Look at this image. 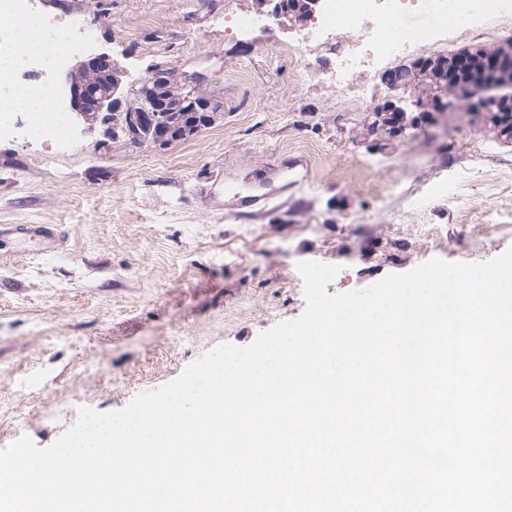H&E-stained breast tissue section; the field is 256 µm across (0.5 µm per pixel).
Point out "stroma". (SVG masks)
Listing matches in <instances>:
<instances>
[{
  "instance_id": "35a3bbf8",
  "label": "stroma",
  "mask_w": 512,
  "mask_h": 512,
  "mask_svg": "<svg viewBox=\"0 0 512 512\" xmlns=\"http://www.w3.org/2000/svg\"><path fill=\"white\" fill-rule=\"evenodd\" d=\"M53 21H96L88 50L125 70L135 104L150 69L194 76L215 122L164 148L72 120L68 146L0 139V226L52 224L53 253L0 239V449L55 442L80 407L115 411L222 344L251 345L305 309L302 261L339 265L331 294L422 262H481L512 247V143L460 109L396 138L371 133L383 73L424 55L504 44L512 9L476 6L408 51L331 80L338 58L311 25L241 34L258 0H33ZM300 160L296 186L261 213L207 200L225 175L263 189Z\"/></svg>"
}]
</instances>
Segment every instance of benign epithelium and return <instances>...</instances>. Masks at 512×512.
Instances as JSON below:
<instances>
[{
	"label": "benign epithelium",
	"mask_w": 512,
	"mask_h": 512,
	"mask_svg": "<svg viewBox=\"0 0 512 512\" xmlns=\"http://www.w3.org/2000/svg\"><path fill=\"white\" fill-rule=\"evenodd\" d=\"M270 16L280 22L303 25L322 0H273ZM124 70L107 52L78 61L65 75L69 103L86 124L109 125L121 113L125 139L139 147L162 148L186 140L211 125L218 114L212 102L183 94L169 72L156 66L143 81L153 108L122 107ZM383 82L390 92L375 111L371 131L401 134L409 126L454 111L457 103L481 114L497 137L512 142V45L478 47L448 55L426 56L389 70ZM498 94L487 100L486 92Z\"/></svg>",
	"instance_id": "benign-epithelium-1"
}]
</instances>
